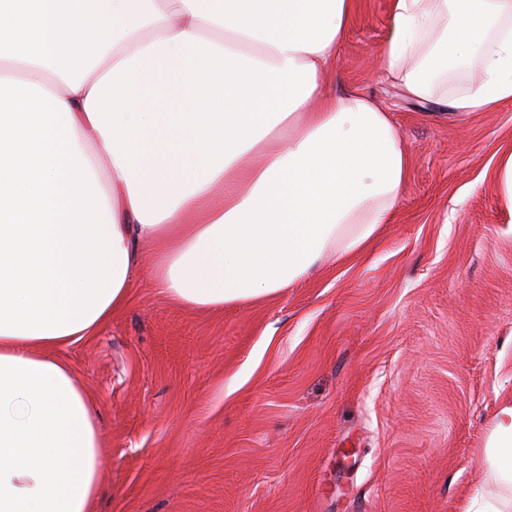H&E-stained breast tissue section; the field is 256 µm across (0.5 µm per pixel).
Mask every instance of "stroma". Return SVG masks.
I'll list each match as a JSON object with an SVG mask.
<instances>
[{
  "label": "stroma",
  "instance_id": "obj_1",
  "mask_svg": "<svg viewBox=\"0 0 512 512\" xmlns=\"http://www.w3.org/2000/svg\"><path fill=\"white\" fill-rule=\"evenodd\" d=\"M391 0H357L327 80L391 111L410 154L367 251L221 312L173 304L143 247L126 306L63 347L100 417L94 512H463L512 403V103L459 120L376 65ZM496 181L501 198L512 208V152L501 158L496 170Z\"/></svg>",
  "mask_w": 512,
  "mask_h": 512
}]
</instances>
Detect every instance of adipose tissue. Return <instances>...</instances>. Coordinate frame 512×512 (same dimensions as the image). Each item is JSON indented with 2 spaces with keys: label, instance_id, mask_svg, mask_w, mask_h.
Masks as SVG:
<instances>
[{
  "label": "adipose tissue",
  "instance_id": "adipose-tissue-1",
  "mask_svg": "<svg viewBox=\"0 0 512 512\" xmlns=\"http://www.w3.org/2000/svg\"><path fill=\"white\" fill-rule=\"evenodd\" d=\"M0 0V512H93L97 416L56 348L127 302L141 245L155 288L221 309L284 292L392 223L410 157L389 112L336 95L355 0ZM223 63L220 112L189 74ZM465 118L512 101V0H392L378 61ZM477 65L449 89L448 72ZM487 457L512 512V404Z\"/></svg>",
  "mask_w": 512,
  "mask_h": 512
}]
</instances>
